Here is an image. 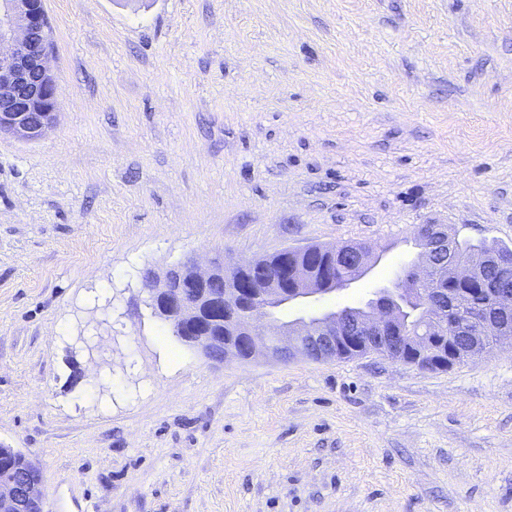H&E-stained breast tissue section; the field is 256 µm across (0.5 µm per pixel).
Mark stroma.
I'll list each match as a JSON object with an SVG mask.
<instances>
[{
  "mask_svg": "<svg viewBox=\"0 0 512 512\" xmlns=\"http://www.w3.org/2000/svg\"><path fill=\"white\" fill-rule=\"evenodd\" d=\"M59 112L0 136V442L43 512H512V346L215 361L144 303L195 257L419 224L512 248V0H45ZM177 361H169L168 352Z\"/></svg>",
  "mask_w": 512,
  "mask_h": 512,
  "instance_id": "35a3bbf8",
  "label": "stroma"
}]
</instances>
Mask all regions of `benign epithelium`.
Masks as SVG:
<instances>
[{
    "label": "benign epithelium",
    "mask_w": 512,
    "mask_h": 512,
    "mask_svg": "<svg viewBox=\"0 0 512 512\" xmlns=\"http://www.w3.org/2000/svg\"><path fill=\"white\" fill-rule=\"evenodd\" d=\"M51 53L44 0H0V134L30 141L54 125L58 99L49 68ZM415 240L425 244L418 260L349 319L334 309L283 322L278 312L306 298L334 292L330 285L336 283V267L352 255L358 259V269L368 272L377 256L367 242L280 251L284 256L298 251L329 260L319 273L301 262L284 267L277 276L257 259L233 266L218 263L205 271L179 262L161 276L146 274L147 305L176 336L219 360L257 355L288 359L297 354L330 359L348 347L418 367L444 360L453 367L512 341V289H490L489 304H458L456 289L439 286L438 267L430 253L434 247L450 256L456 252L448 227L419 224ZM479 278L480 268L472 263L449 268L454 284ZM400 294L418 297L425 308L424 328L412 339L397 327ZM41 487L40 470L30 462L19 475L0 478V507L27 512L35 506L42 512Z\"/></svg>",
    "instance_id": "benign-epithelium-1"
}]
</instances>
